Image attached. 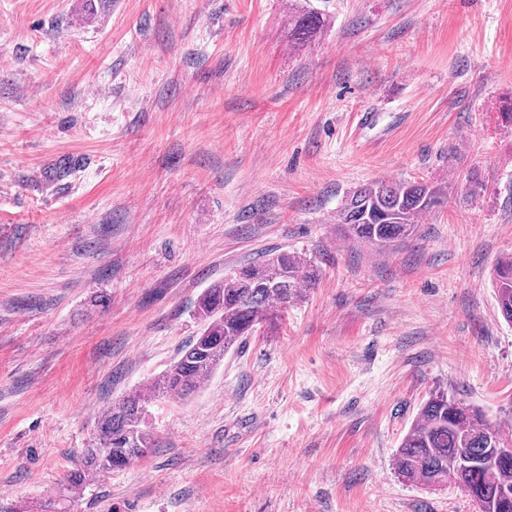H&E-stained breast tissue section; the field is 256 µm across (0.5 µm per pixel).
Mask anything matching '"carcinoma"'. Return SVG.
I'll list each match as a JSON object with an SVG mask.
<instances>
[{"label":"carcinoma","mask_w":512,"mask_h":512,"mask_svg":"<svg viewBox=\"0 0 512 512\" xmlns=\"http://www.w3.org/2000/svg\"><path fill=\"white\" fill-rule=\"evenodd\" d=\"M326 24L317 9L291 16L292 37L304 41ZM444 204L441 192L418 180L366 184L354 189L336 211V224L352 241L385 253L417 232L418 218ZM318 267L298 255L280 253L244 266L206 289L195 304L201 331L168 369L152 382L111 404L97 423L96 442L83 449L77 467L64 476L71 490L86 481L122 470L157 447L144 428L153 398H182L201 387L224 360L258 327L316 288ZM498 309L512 323V254L499 258L492 272ZM512 432L490 422L477 407L440 387L430 392L415 423L395 455V472L403 480L437 489L454 482L482 512H512Z\"/></svg>","instance_id":"cac0c4a2"}]
</instances>
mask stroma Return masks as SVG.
Returning <instances> with one entry per match:
<instances>
[{"label": "stroma", "instance_id": "obj_1", "mask_svg": "<svg viewBox=\"0 0 512 512\" xmlns=\"http://www.w3.org/2000/svg\"><path fill=\"white\" fill-rule=\"evenodd\" d=\"M510 110L512 0H0V504L56 498L199 295L288 251L317 288L156 398L158 448L70 512H476L394 458L438 386L512 422ZM398 179L447 199L392 252L346 239V195ZM325 14L318 9H301L291 16L292 37L304 41L312 37L326 24ZM492 286L502 318L512 323V254L500 257L494 264Z\"/></svg>", "mask_w": 512, "mask_h": 512}]
</instances>
